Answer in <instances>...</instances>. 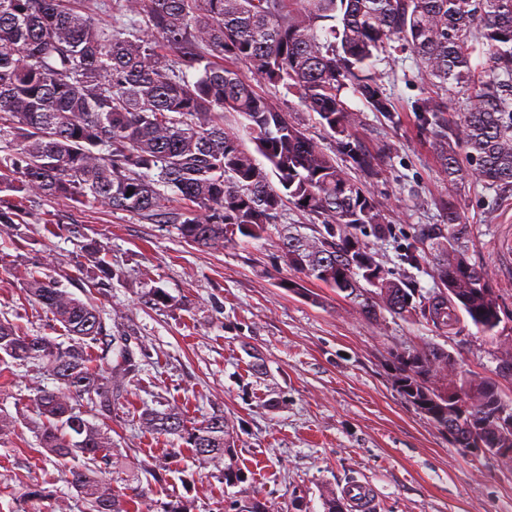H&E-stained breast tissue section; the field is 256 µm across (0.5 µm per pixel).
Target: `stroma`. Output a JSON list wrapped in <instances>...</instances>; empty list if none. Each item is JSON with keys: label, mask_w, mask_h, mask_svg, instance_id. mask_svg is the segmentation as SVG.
I'll return each mask as SVG.
<instances>
[{"label": "stroma", "mask_w": 512, "mask_h": 512, "mask_svg": "<svg viewBox=\"0 0 512 512\" xmlns=\"http://www.w3.org/2000/svg\"><path fill=\"white\" fill-rule=\"evenodd\" d=\"M375 71L393 116L366 109L352 90L343 93L361 114L355 139L378 155L369 189L393 228L391 237L367 243L394 277L427 295L435 286L430 265L404 264L401 253L423 225L446 223L439 201L455 204L468 226L469 262L499 296L496 339L466 319L448 333L420 317L371 321L318 282L305 295L282 288L290 272L278 228L211 251L185 243L169 224L95 203L75 211L51 201L28 216L24 239L0 235L1 252L41 266L103 310L122 312L123 329L146 346L149 357L112 423V451L124 466L109 475L113 490L135 499L140 512H161L176 497L192 500L194 512H228L233 496L188 449L170 455V442L142 430L143 409L162 402L178 404L198 423L224 413L237 464L273 512H292L297 495L307 512H324L323 490L355 482L372 490L369 512H512V465L458 448L399 395L391 363L393 351L435 344L453 356L456 370L492 378L512 401V374L500 370L512 349V189L449 184L431 132L413 110L433 87L412 52L377 61ZM73 219L109 249L114 276L102 287L76 263L80 241L62 229ZM154 287L168 294L167 305L144 304ZM4 317L34 334L51 332L48 316L0 268ZM36 379L26 367L0 375V413L16 422L13 438L0 445V512H80L30 429L23 398ZM159 465L167 470L162 485L150 475ZM35 489L41 497L34 503L27 495Z\"/></svg>", "instance_id": "35a3bbf8"}]
</instances>
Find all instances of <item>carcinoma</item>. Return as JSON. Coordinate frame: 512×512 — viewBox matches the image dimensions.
<instances>
[{"label": "carcinoma", "mask_w": 512, "mask_h": 512, "mask_svg": "<svg viewBox=\"0 0 512 512\" xmlns=\"http://www.w3.org/2000/svg\"><path fill=\"white\" fill-rule=\"evenodd\" d=\"M406 48L428 76L462 92L455 123L438 97L415 105L448 182L511 189L512 0H0V227L9 238L24 235L30 203H98L160 216L185 242L219 250L262 238L287 202L320 227L308 235L290 226L279 236L293 272L282 287L300 293L319 282L369 319L420 316L445 332L464 313L493 339L498 295L469 263L454 205H446L448 223L425 225L406 248L405 260L430 261L439 283L419 302L364 241L392 229L366 184L378 175L375 158L353 137L360 113L342 92L351 87L369 109L391 113L373 62ZM477 53L488 67L472 65ZM240 64L315 113L361 176L256 89ZM226 112L243 118L254 150L224 127ZM171 197L184 207L167 209ZM104 252L97 239L82 244L110 280ZM11 274L62 332L30 334L0 320V367H33L55 381L27 398L41 420L39 448L58 460L88 512H133L136 501L112 490L102 466L112 465V414L145 350L112 334L121 314L104 316L26 265ZM103 340L116 361L97 365L92 350ZM392 364L397 392L458 447L512 446V428L495 417L504 402L495 381L466 371L441 379L451 357L433 344L397 351ZM140 426L183 442L224 486L238 488L234 512H270L242 486L224 414L189 426L169 404L145 409Z\"/></svg>", "instance_id": "obj_1"}]
</instances>
